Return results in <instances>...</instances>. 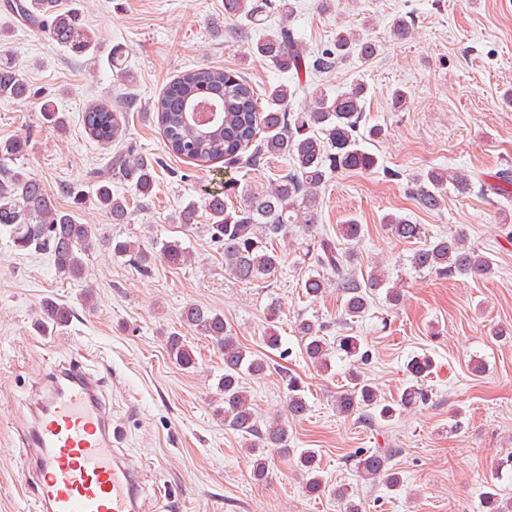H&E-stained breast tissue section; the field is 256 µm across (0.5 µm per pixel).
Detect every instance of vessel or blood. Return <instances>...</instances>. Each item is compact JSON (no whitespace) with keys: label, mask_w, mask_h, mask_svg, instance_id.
I'll list each match as a JSON object with an SVG mask.
<instances>
[{"label":"vessel or blood","mask_w":512,"mask_h":512,"mask_svg":"<svg viewBox=\"0 0 512 512\" xmlns=\"http://www.w3.org/2000/svg\"><path fill=\"white\" fill-rule=\"evenodd\" d=\"M99 385L94 375L72 371L53 383L24 432L39 512H152L134 468L118 457Z\"/></svg>","instance_id":"1"}]
</instances>
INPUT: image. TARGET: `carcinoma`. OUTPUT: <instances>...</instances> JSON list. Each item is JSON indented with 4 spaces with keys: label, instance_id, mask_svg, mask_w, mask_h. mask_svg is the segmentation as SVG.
Wrapping results in <instances>:
<instances>
[{
    "label": "carcinoma",
    "instance_id": "1",
    "mask_svg": "<svg viewBox=\"0 0 512 512\" xmlns=\"http://www.w3.org/2000/svg\"><path fill=\"white\" fill-rule=\"evenodd\" d=\"M10 10L23 21L46 33L58 46L76 54L94 53L96 43L80 24L79 8H63L59 0H8ZM265 3L254 0H224V14L258 21ZM256 53L284 72L300 74L326 73L343 60L356 57L364 62L378 55V44L354 33L340 32L334 43L321 53L308 56L299 47L297 31L284 24L273 34L256 43ZM305 92L297 84L273 86L260 95L248 77L239 71L200 67L174 79L158 98L152 120L160 127L168 152L189 159L200 166L217 161L236 163L241 167H257L271 158L292 160L287 173L278 177L259 195H251L235 205L229 202V191L211 193L206 198L208 224L203 226L210 240L224 249V269L245 283L265 282L284 263L283 254L274 242L284 238L290 226L303 224L312 232L317 223L319 190L327 177L337 171H370L379 167L378 157L363 145V137H378L381 127L366 126L363 111L367 87L354 82L334 97L320 95L310 100L307 108L298 112L290 108V100ZM29 87L16 67L0 60V99L23 100ZM44 120L61 129L64 116L53 103L41 107ZM83 123L90 136L108 145L121 134L119 115L111 106L101 103L89 107ZM27 140L18 137L0 144V228L8 233L18 250L45 251L53 259L58 275L65 279L81 280L85 275L83 255L100 243L113 253L128 258L130 265L142 273L151 265L163 262L181 267L192 261V254L178 240L162 241L149 250L129 239L110 238L91 224L78 222L73 212L57 209L40 179L13 167L14 160L24 155ZM160 162L132 151L111 158L112 175L133 183L140 199L153 195L156 166ZM512 184V176L500 173L498 182L487 183L473 178L465 170L429 169L417 178L414 198L426 211L440 208L448 189L468 194L475 187L483 193L502 194L500 183ZM60 192L72 197L77 206L88 202L103 210L112 223L126 222L130 200L112 192V181L94 176L92 191L84 193L77 186L64 184ZM391 234L404 241L419 240L426 235L421 224L393 214L383 217ZM362 225L352 221L337 225L336 235L354 244L361 238ZM319 253L316 264L329 272L309 274L301 284L306 297H319L324 290L335 286L344 298L343 318H364L371 309L373 296L385 290V300L398 305L403 297L398 283L382 270L371 272L359 280L352 271L356 259L353 249L341 250L332 237L321 235L317 240ZM411 266L442 276H482L494 273L493 260L468 243L460 231L434 235L413 252ZM279 302L273 300L267 308L270 322L262 336V345L279 353V358L291 356L283 347L282 336L274 326L279 317ZM43 324L56 327L70 322L73 309L51 298L41 306ZM182 322L198 335L208 339L224 357V375L217 383L224 407L218 416L224 426L241 434L248 442L253 456L252 474L260 481L267 477L266 449L288 451V418L307 413L309 404L300 378L288 373L283 376L287 395L288 416L260 419L254 411L250 396L242 384V376L262 378L270 369L272 357L253 351L234 336L224 316L199 305H188L180 314ZM328 325L319 320L299 318L296 331L302 350L315 365L328 369L332 355L350 363L348 384L336 395V412L355 415L370 427L385 426L403 409L424 405L429 400L424 380L433 373L434 359L428 354L412 355L405 368L406 384L399 400L391 403L381 396L378 388L365 379L360 366L370 363L371 355L360 336H338L336 347L325 337ZM169 357L178 366H195L193 350L183 337L173 334L166 341ZM396 449L362 448L356 454V471L364 479L381 475L396 487L399 474L389 468ZM298 466L306 477L305 489L318 495L325 489L319 475L317 453L307 449L299 454ZM484 512H512V498H504L495 485L483 495Z\"/></svg>",
    "mask_w": 512,
    "mask_h": 512
}]
</instances>
